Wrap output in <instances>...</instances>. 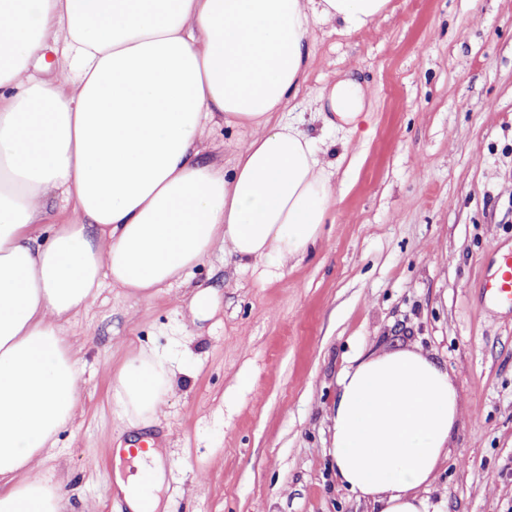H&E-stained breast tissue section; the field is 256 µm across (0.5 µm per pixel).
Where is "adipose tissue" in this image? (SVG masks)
I'll use <instances>...</instances> for the list:
<instances>
[{
  "mask_svg": "<svg viewBox=\"0 0 512 512\" xmlns=\"http://www.w3.org/2000/svg\"><path fill=\"white\" fill-rule=\"evenodd\" d=\"M389 0H0V512H64L34 477L79 402L64 329L104 282L149 298L213 248L279 270L317 247L332 206L315 141L278 114L306 82L314 27L374 23ZM60 70L70 89L45 79ZM334 83L325 125L357 122ZM248 130L232 167L202 159L218 124ZM72 207L42 242L43 198ZM176 373L130 352L112 388L126 430L157 421ZM462 416L421 349L359 354L330 420L337 483L372 512H437L427 491ZM119 488L157 512L159 453Z\"/></svg>",
  "mask_w": 512,
  "mask_h": 512,
  "instance_id": "1",
  "label": "adipose tissue"
}]
</instances>
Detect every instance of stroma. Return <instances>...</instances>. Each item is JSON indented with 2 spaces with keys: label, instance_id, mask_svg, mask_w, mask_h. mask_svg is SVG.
<instances>
[{
  "label": "stroma",
  "instance_id": "35a3bbf8",
  "mask_svg": "<svg viewBox=\"0 0 512 512\" xmlns=\"http://www.w3.org/2000/svg\"><path fill=\"white\" fill-rule=\"evenodd\" d=\"M309 76L282 113L322 136L332 222L305 260L268 273L214 249L138 301L104 283L66 327L80 400L38 467L67 512H122L126 440L112 383L130 348L177 371L160 436V512H369L334 478L331 411L360 351L417 347L438 360L464 414L429 496L439 512H512V310L479 285L512 249V0H390L378 23L316 27ZM355 78L368 136L324 128V88ZM215 306L196 318L192 296Z\"/></svg>",
  "mask_w": 512,
  "mask_h": 512
}]
</instances>
